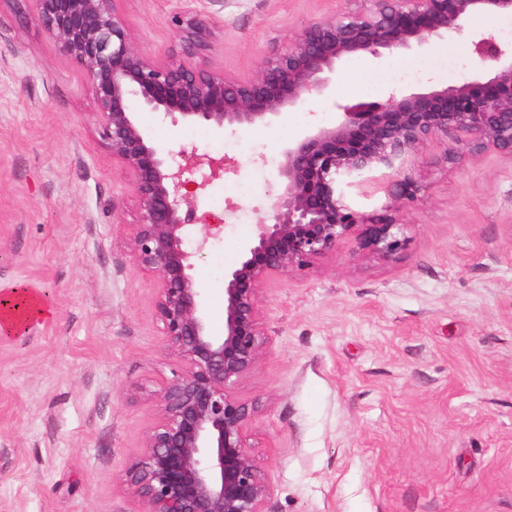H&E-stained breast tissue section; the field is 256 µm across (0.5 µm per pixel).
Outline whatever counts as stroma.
Here are the masks:
<instances>
[{"instance_id": "1", "label": "stroma", "mask_w": 512, "mask_h": 512, "mask_svg": "<svg viewBox=\"0 0 512 512\" xmlns=\"http://www.w3.org/2000/svg\"><path fill=\"white\" fill-rule=\"evenodd\" d=\"M137 45L177 42L175 17L215 15L210 64L251 75L309 19L345 0H119ZM469 40L400 55L419 78L345 60L329 90L277 122L215 134L158 113L136 120L156 144L196 147L227 170L196 216L220 225L193 275L214 334L224 273L240 260L278 185L265 156L342 105L459 84ZM79 66L34 18L33 0H0V290L40 287L53 317L0 337V512H143L125 482L158 414L153 395L181 372L154 315L156 284L125 244L136 203L102 145ZM430 144L408 170L419 190L397 262L342 244L305 276L261 293L267 348L238 385L255 410L248 442L264 512H512V157L446 163Z\"/></svg>"}]
</instances>
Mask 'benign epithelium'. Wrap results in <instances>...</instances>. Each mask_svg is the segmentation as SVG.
Masks as SVG:
<instances>
[{
	"label": "benign epithelium",
	"instance_id": "7a95c632",
	"mask_svg": "<svg viewBox=\"0 0 512 512\" xmlns=\"http://www.w3.org/2000/svg\"><path fill=\"white\" fill-rule=\"evenodd\" d=\"M117 2L34 0L36 20L90 83L100 138L137 202L127 248L155 276V315L183 362L156 391L158 420L126 483L144 512H263L268 487L247 444L254 407L234 392L266 348L262 289L274 277L305 274L346 242L361 259L395 262L406 244L400 212L417 191L406 165L428 144H440L449 162L491 150L512 157V45L476 36L489 72L473 67L458 85L345 106L335 124L284 147L266 218L224 273L220 336L192 275L213 225L192 223L191 212L196 190L224 171V159L157 147L135 114L150 110L216 133L268 123L322 95L345 59L424 49L465 33L474 15L512 14V0H349L353 8L308 21L245 78L208 64L209 20L176 18L179 51L160 59L137 45ZM370 181L387 191L385 204L371 213L351 207L349 194Z\"/></svg>",
	"mask_w": 512,
	"mask_h": 512
}]
</instances>
